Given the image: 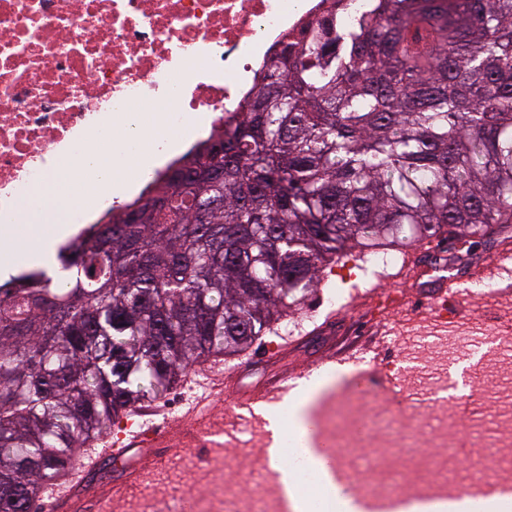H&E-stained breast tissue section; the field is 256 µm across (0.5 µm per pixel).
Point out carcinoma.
<instances>
[{
  "label": "carcinoma",
  "instance_id": "carcinoma-1",
  "mask_svg": "<svg viewBox=\"0 0 512 512\" xmlns=\"http://www.w3.org/2000/svg\"><path fill=\"white\" fill-rule=\"evenodd\" d=\"M243 109L0 308V512L302 308L323 267L512 225V0H367L282 45ZM210 205L202 222L199 208Z\"/></svg>",
  "mask_w": 512,
  "mask_h": 512
}]
</instances>
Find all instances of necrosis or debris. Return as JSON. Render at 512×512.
<instances>
[{
	"instance_id": "4bbe7bcc",
	"label": "necrosis or debris",
	"mask_w": 512,
	"mask_h": 512,
	"mask_svg": "<svg viewBox=\"0 0 512 512\" xmlns=\"http://www.w3.org/2000/svg\"><path fill=\"white\" fill-rule=\"evenodd\" d=\"M321 0H0V223L57 170H74L85 147L120 149L128 133L178 162L196 116L213 130L255 89L271 49L322 18ZM159 105L163 123H116L127 105ZM395 352L352 376L357 405L337 400L315 421L336 450L344 490L370 501L463 496L472 512L512 483V410L472 422L473 448L458 467L455 418L428 427L416 406L379 407L387 380L404 378ZM242 488L214 475L205 492L184 485L153 500L151 512H279L268 480L248 473Z\"/></svg>"
}]
</instances>
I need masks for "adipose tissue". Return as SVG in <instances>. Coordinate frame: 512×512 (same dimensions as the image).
Masks as SVG:
<instances>
[{"mask_svg":"<svg viewBox=\"0 0 512 512\" xmlns=\"http://www.w3.org/2000/svg\"><path fill=\"white\" fill-rule=\"evenodd\" d=\"M77 188L71 173L51 176L19 203L18 222L31 220L45 223L50 225L52 235L62 234L65 230L66 212ZM332 382V376L327 374L303 386L299 394L290 401L287 417H280L275 411L267 415V430L272 434V442L266 449L268 465L278 474L281 492L293 512H304L306 504L296 495L294 466L282 446V439L287 434L291 435L300 450L306 454L319 490L335 501L338 512H366L364 505L358 503L352 495L341 493L337 489L335 479L325 467L311 436L309 408Z\"/></svg>","mask_w":512,"mask_h":512,"instance_id":"adipose-tissue-1","label":"adipose tissue"}]
</instances>
